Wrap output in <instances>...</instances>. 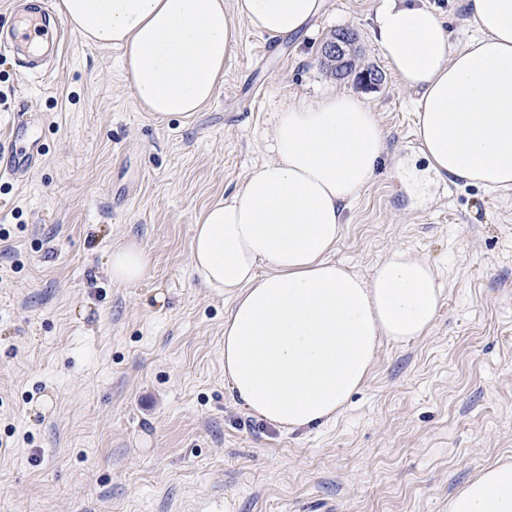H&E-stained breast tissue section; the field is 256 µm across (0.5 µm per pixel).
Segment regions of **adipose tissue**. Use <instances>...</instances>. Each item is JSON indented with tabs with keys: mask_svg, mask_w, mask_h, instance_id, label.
Segmentation results:
<instances>
[{
	"mask_svg": "<svg viewBox=\"0 0 512 512\" xmlns=\"http://www.w3.org/2000/svg\"><path fill=\"white\" fill-rule=\"evenodd\" d=\"M474 27L453 40L420 0H382L372 34L414 96L425 172L512 190V0H465ZM322 0H61L86 41L121 48L144 111L190 116L211 101L239 29L276 39L306 31ZM269 158L200 214L190 264L232 306L224 379L252 414L292 431L336 419L367 380L381 341L427 335L442 303L436 267L391 247L367 276L333 260L342 215L371 182L387 133L360 97L336 91L276 112ZM421 171V172H424ZM420 171L403 176L417 185ZM149 258L112 249L114 282L135 283ZM448 512H512V461L500 460L448 500Z\"/></svg>",
	"mask_w": 512,
	"mask_h": 512,
	"instance_id": "ef3b65f1",
	"label": "adipose tissue"
}]
</instances>
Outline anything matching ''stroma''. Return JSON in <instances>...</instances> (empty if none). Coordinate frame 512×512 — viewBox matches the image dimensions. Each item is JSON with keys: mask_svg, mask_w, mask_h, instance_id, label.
Returning a JSON list of instances; mask_svg holds the SVG:
<instances>
[{"mask_svg": "<svg viewBox=\"0 0 512 512\" xmlns=\"http://www.w3.org/2000/svg\"><path fill=\"white\" fill-rule=\"evenodd\" d=\"M381 0H325L298 37L242 28L213 100L184 118L142 111L118 49L71 34L45 77L0 54V132L24 112L42 157L0 178V512H448L512 458V191L401 181L417 155L412 96L371 35ZM357 35L367 88L332 76L322 44ZM334 90L388 134L345 209L335 261L367 275L394 245L436 266L427 336L383 344L335 421L285 431L224 381L223 295L190 268L203 208L263 163L274 112ZM150 256L108 274L114 246ZM149 258L134 242L113 247L109 273L113 282L135 283L143 279L148 271Z\"/></svg>", "mask_w": 512, "mask_h": 512, "instance_id": "stroma-1", "label": "stroma"}]
</instances>
